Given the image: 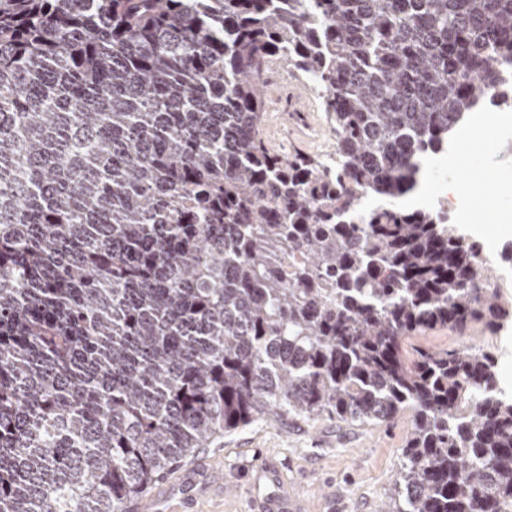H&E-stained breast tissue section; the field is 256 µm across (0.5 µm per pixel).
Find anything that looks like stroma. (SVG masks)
<instances>
[{
  "label": "stroma",
  "instance_id": "stroma-1",
  "mask_svg": "<svg viewBox=\"0 0 512 512\" xmlns=\"http://www.w3.org/2000/svg\"><path fill=\"white\" fill-rule=\"evenodd\" d=\"M267 94L271 107L264 130L271 146L285 154L302 149L319 156L332 149L324 114L317 109L308 119L318 129V138L311 142L289 138L281 117L288 109L287 73L274 76ZM411 345L491 351L498 359V387L512 394V324L493 336L478 326L465 336L437 330L412 339ZM411 427L407 414L370 424L346 425L326 416L253 424L225 436L221 444L197 449L152 484L132 503L130 512H153L156 499L168 486L205 462L216 469L222 486L201 498L192 512H255L253 483L267 464L280 469L302 512H381L401 470Z\"/></svg>",
  "mask_w": 512,
  "mask_h": 512
}]
</instances>
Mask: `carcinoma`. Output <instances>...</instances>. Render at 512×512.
Instances as JSON below:
<instances>
[{"instance_id": "obj_1", "label": "carcinoma", "mask_w": 512, "mask_h": 512, "mask_svg": "<svg viewBox=\"0 0 512 512\" xmlns=\"http://www.w3.org/2000/svg\"><path fill=\"white\" fill-rule=\"evenodd\" d=\"M499 49L512 0H0V512H129L258 421L404 412L387 512H512L495 357L406 350L512 308L397 205ZM276 65L318 89L336 173L265 141Z\"/></svg>"}]
</instances>
